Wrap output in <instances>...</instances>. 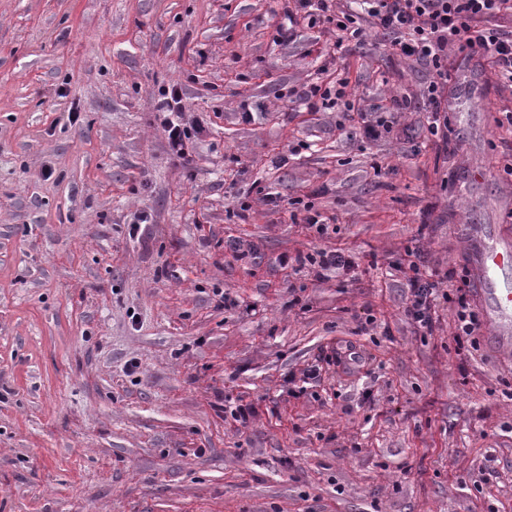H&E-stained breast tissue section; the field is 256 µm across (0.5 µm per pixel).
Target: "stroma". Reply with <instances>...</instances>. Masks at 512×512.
<instances>
[{"mask_svg":"<svg viewBox=\"0 0 512 512\" xmlns=\"http://www.w3.org/2000/svg\"><path fill=\"white\" fill-rule=\"evenodd\" d=\"M293 6L0 0V512H512V355L458 345L450 299L458 225L512 235V86L450 56L433 136L420 65L366 17L332 56L314 16L276 42ZM342 74L414 100L391 138L299 98ZM174 83L207 126L189 165L157 118ZM309 192L325 235L288 204ZM316 247L353 268L280 261ZM409 268L413 275L407 283L404 313L418 328L432 332L438 318L436 305L440 282L432 273H421L416 262H412Z\"/></svg>","mask_w":512,"mask_h":512,"instance_id":"obj_1","label":"stroma"}]
</instances>
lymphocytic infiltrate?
<instances>
[{
  "instance_id": "lymphocytic-infiltrate-1",
  "label": "lymphocytic infiltrate",
  "mask_w": 512,
  "mask_h": 512,
  "mask_svg": "<svg viewBox=\"0 0 512 512\" xmlns=\"http://www.w3.org/2000/svg\"><path fill=\"white\" fill-rule=\"evenodd\" d=\"M360 8L387 37L390 50L424 67V96L431 108L428 117L431 134H438L448 126V101L443 91L448 84L449 54L481 56L498 77L512 83V31L486 24L487 19L497 14H512V0H360ZM300 96L314 111L321 108L346 113L358 110L357 96L345 78L324 85H309ZM411 104L410 97L395 95L387 105L375 106L363 113L364 137L373 141L390 137L397 114L409 110ZM158 110L169 155L191 162L194 145L205 125L200 121H184L182 91L178 85L164 89ZM282 262L294 269L318 274L346 271L352 266L350 256L325 248L286 256ZM410 269L404 313L418 328L429 332L437 321L439 283L431 273L420 272L418 264H411Z\"/></svg>"
}]
</instances>
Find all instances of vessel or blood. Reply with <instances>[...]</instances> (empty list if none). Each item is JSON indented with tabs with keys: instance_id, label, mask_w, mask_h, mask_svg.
I'll return each mask as SVG.
<instances>
[{
	"instance_id": "obj_1",
	"label": "vessel or blood",
	"mask_w": 512,
	"mask_h": 512,
	"mask_svg": "<svg viewBox=\"0 0 512 512\" xmlns=\"http://www.w3.org/2000/svg\"><path fill=\"white\" fill-rule=\"evenodd\" d=\"M469 275L483 310L482 329L495 345L512 348V238L495 228L464 225Z\"/></svg>"
}]
</instances>
